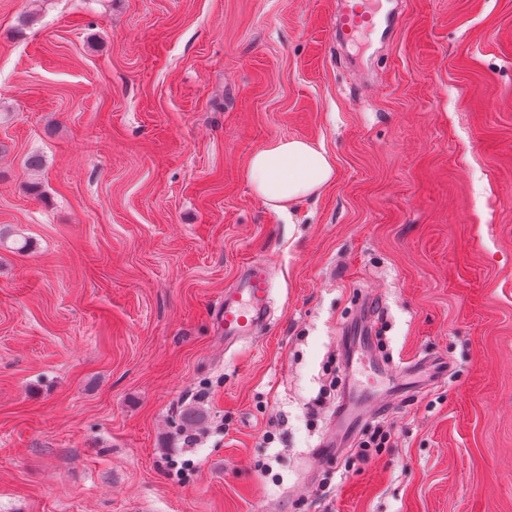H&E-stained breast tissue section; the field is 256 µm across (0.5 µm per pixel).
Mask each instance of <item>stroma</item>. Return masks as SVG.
Masks as SVG:
<instances>
[{
	"label": "stroma",
	"instance_id": "obj_1",
	"mask_svg": "<svg viewBox=\"0 0 512 512\" xmlns=\"http://www.w3.org/2000/svg\"><path fill=\"white\" fill-rule=\"evenodd\" d=\"M394 2L342 47L336 0H0V512H512V0ZM288 137L336 175L280 215L245 164ZM414 355L390 447L316 459L329 379ZM271 282L268 266L261 260H251L236 284L224 291V302L217 310L218 322L224 325V346L256 338L269 318Z\"/></svg>",
	"mask_w": 512,
	"mask_h": 512
}]
</instances>
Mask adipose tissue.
<instances>
[{"mask_svg": "<svg viewBox=\"0 0 512 512\" xmlns=\"http://www.w3.org/2000/svg\"><path fill=\"white\" fill-rule=\"evenodd\" d=\"M245 173L255 196L283 212L328 186L335 164L323 147L310 141L276 138L248 157Z\"/></svg>", "mask_w": 512, "mask_h": 512, "instance_id": "1", "label": "adipose tissue"}]
</instances>
